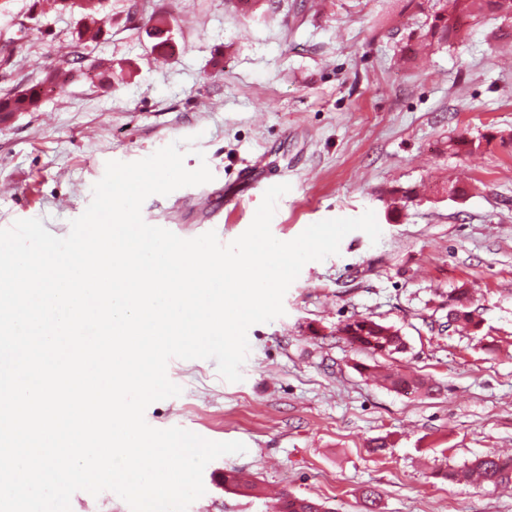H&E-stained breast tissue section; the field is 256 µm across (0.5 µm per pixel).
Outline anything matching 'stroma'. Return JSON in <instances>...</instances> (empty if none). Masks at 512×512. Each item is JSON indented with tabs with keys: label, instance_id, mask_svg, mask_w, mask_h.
Segmentation results:
<instances>
[{
	"label": "stroma",
	"instance_id": "35a3bbf8",
	"mask_svg": "<svg viewBox=\"0 0 512 512\" xmlns=\"http://www.w3.org/2000/svg\"><path fill=\"white\" fill-rule=\"evenodd\" d=\"M164 21L156 50L138 11ZM93 57L111 86L74 77L34 112L0 123V229L39 218L58 237L92 198L107 162L175 141L211 182L150 196L145 222L184 239L231 242L266 187L244 186L243 159L265 155L266 186L290 184L273 235L373 211L378 243L344 237L305 264L282 316L253 325L242 381L212 360L171 359L180 396L145 411L157 429L243 442L204 469L188 512H274L281 494L331 512H512V486L452 482L475 458L512 453V19L485 18L463 40L410 58L421 0H101ZM79 13L0 0V97L65 67ZM476 142L465 153L458 141ZM465 185L448 194L449 181ZM472 296L479 327H448V297ZM363 316L399 329L405 352L377 361L428 378L408 395L364 373L369 354L336 329ZM239 471L262 488L225 487Z\"/></svg>",
	"mask_w": 512,
	"mask_h": 512
}]
</instances>
